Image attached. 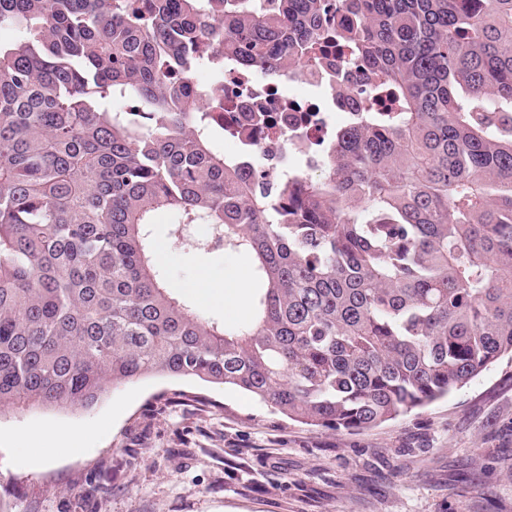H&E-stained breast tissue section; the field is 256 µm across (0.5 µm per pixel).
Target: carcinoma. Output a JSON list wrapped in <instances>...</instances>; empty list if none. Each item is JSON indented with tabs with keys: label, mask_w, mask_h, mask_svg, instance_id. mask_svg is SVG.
Instances as JSON below:
<instances>
[{
	"label": "carcinoma",
	"mask_w": 512,
	"mask_h": 512,
	"mask_svg": "<svg viewBox=\"0 0 512 512\" xmlns=\"http://www.w3.org/2000/svg\"><path fill=\"white\" fill-rule=\"evenodd\" d=\"M0 414L146 376L355 432L512 357V0H0ZM343 52L347 123L274 179L194 81ZM166 210L253 259L251 321L172 293Z\"/></svg>",
	"instance_id": "carcinoma-1"
}]
</instances>
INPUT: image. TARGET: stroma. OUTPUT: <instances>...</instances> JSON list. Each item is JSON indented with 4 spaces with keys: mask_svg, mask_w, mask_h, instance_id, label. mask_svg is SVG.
Instances as JSON below:
<instances>
[{
    "mask_svg": "<svg viewBox=\"0 0 512 512\" xmlns=\"http://www.w3.org/2000/svg\"><path fill=\"white\" fill-rule=\"evenodd\" d=\"M152 226L174 293L209 272L250 273L247 254L174 244ZM75 440L74 452L62 451ZM0 512H512V360L358 433L289 420L240 390L191 378L121 384L92 408L0 415Z\"/></svg>",
    "mask_w": 512,
    "mask_h": 512,
    "instance_id": "35a3bbf8",
    "label": "stroma"
}]
</instances>
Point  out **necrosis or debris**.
I'll return each instance as SVG.
<instances>
[{
  "instance_id": "obj_1",
  "label": "necrosis or debris",
  "mask_w": 512,
  "mask_h": 512,
  "mask_svg": "<svg viewBox=\"0 0 512 512\" xmlns=\"http://www.w3.org/2000/svg\"><path fill=\"white\" fill-rule=\"evenodd\" d=\"M224 143L234 154L255 149L260 168L271 177L286 174L330 129L329 114L310 100L283 96L278 86L224 74Z\"/></svg>"
}]
</instances>
